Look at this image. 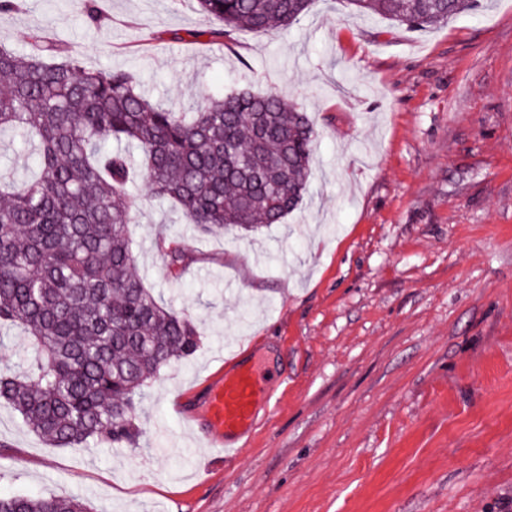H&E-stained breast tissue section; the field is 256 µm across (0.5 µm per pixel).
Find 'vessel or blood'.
<instances>
[{
	"instance_id": "b4317fda",
	"label": "vessel or blood",
	"mask_w": 512,
	"mask_h": 512,
	"mask_svg": "<svg viewBox=\"0 0 512 512\" xmlns=\"http://www.w3.org/2000/svg\"><path fill=\"white\" fill-rule=\"evenodd\" d=\"M266 396L262 376L247 361H237L233 370L216 380L208 399L210 429L205 438L210 447L222 449L227 458L238 455V440L252 429L255 406Z\"/></svg>"
}]
</instances>
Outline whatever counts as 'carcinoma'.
<instances>
[{"label":"carcinoma","instance_id":"carcinoma-1","mask_svg":"<svg viewBox=\"0 0 512 512\" xmlns=\"http://www.w3.org/2000/svg\"><path fill=\"white\" fill-rule=\"evenodd\" d=\"M211 34L290 25L313 0H191ZM363 15L426 28L472 0H348ZM30 50L0 46V133L37 157L32 176L0 175V330L24 331L27 367L0 372V405L55 448L135 449L145 390L203 343L195 320L147 288L128 226L167 199L204 232H256L295 211L308 190L317 132L302 105L249 89L192 112L153 100L134 73L89 70L35 31ZM148 195L132 192L135 181ZM178 277L182 242L160 241ZM0 512H94L75 497L3 495Z\"/></svg>","mask_w":512,"mask_h":512}]
</instances>
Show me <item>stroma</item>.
<instances>
[{
	"label": "stroma",
	"mask_w": 512,
	"mask_h": 512,
	"mask_svg": "<svg viewBox=\"0 0 512 512\" xmlns=\"http://www.w3.org/2000/svg\"><path fill=\"white\" fill-rule=\"evenodd\" d=\"M27 0L33 30L94 70L133 71L183 111L276 90L312 116L299 209L259 233L204 236L155 199L128 228L156 296L203 344L162 370L135 450L52 448L0 407V494L96 512H512V0L424 30L315 0L286 28L210 44L191 0ZM193 248L171 279L159 237ZM236 345L265 370L243 452L202 469L165 400L203 415Z\"/></svg>",
	"instance_id": "1"
}]
</instances>
